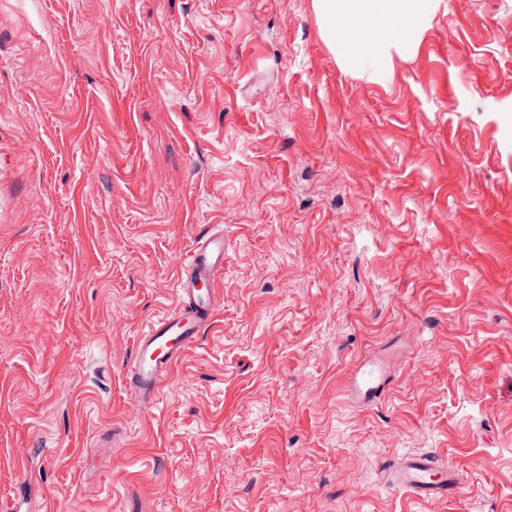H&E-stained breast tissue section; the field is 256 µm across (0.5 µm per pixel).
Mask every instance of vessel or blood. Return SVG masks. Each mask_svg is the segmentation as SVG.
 Segmentation results:
<instances>
[{
  "instance_id": "vessel-or-blood-1",
  "label": "vessel or blood",
  "mask_w": 512,
  "mask_h": 512,
  "mask_svg": "<svg viewBox=\"0 0 512 512\" xmlns=\"http://www.w3.org/2000/svg\"><path fill=\"white\" fill-rule=\"evenodd\" d=\"M223 272V233L203 235L179 266L177 309L147 325L136 340L133 359L125 370V386L144 408H154L174 365L197 344L203 330L213 321L218 281ZM391 381L387 356L376 353L364 358L350 372L345 396L357 405L369 407L381 400ZM390 483L395 491L424 500L448 497L459 488L456 471L426 455L404 458L391 471Z\"/></svg>"
}]
</instances>
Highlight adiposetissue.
Segmentation results:
<instances>
[{
  "label": "adipose tissue",
  "mask_w": 512,
  "mask_h": 512,
  "mask_svg": "<svg viewBox=\"0 0 512 512\" xmlns=\"http://www.w3.org/2000/svg\"><path fill=\"white\" fill-rule=\"evenodd\" d=\"M440 0H313L327 42L367 80L392 73L394 57L417 53Z\"/></svg>",
  "instance_id": "obj_1"
}]
</instances>
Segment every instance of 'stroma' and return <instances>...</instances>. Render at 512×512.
Wrapping results in <instances>:
<instances>
[{
	"mask_svg": "<svg viewBox=\"0 0 512 512\" xmlns=\"http://www.w3.org/2000/svg\"><path fill=\"white\" fill-rule=\"evenodd\" d=\"M216 230L144 410L135 340ZM411 455L458 496L395 492ZM0 512H512V0H441L381 83L312 0H0ZM223 272L224 233H207L179 266L177 309L152 320L137 338L124 381L146 410L154 408L174 365L197 344L202 331L213 321ZM392 381L385 354L369 355L350 372L345 385L346 398L360 406L377 404Z\"/></svg>",
	"mask_w": 512,
	"mask_h": 512,
	"instance_id": "stroma-1",
	"label": "stroma"
}]
</instances>
